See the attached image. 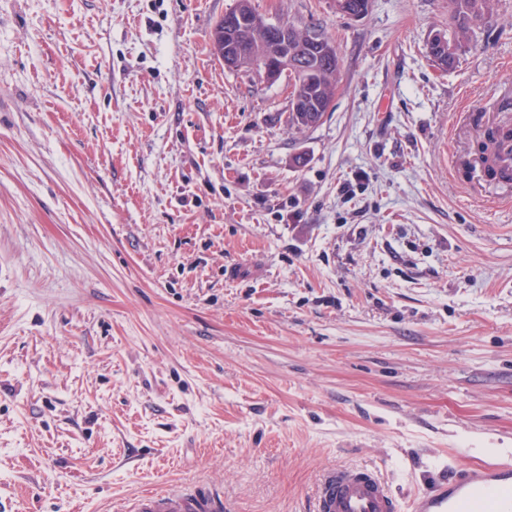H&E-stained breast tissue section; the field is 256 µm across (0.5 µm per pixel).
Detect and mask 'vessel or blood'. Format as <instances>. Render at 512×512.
Here are the masks:
<instances>
[{
    "instance_id": "1",
    "label": "vessel or blood",
    "mask_w": 512,
    "mask_h": 512,
    "mask_svg": "<svg viewBox=\"0 0 512 512\" xmlns=\"http://www.w3.org/2000/svg\"><path fill=\"white\" fill-rule=\"evenodd\" d=\"M119 512H224V496L211 488L156 489L129 499ZM313 512H512V469L465 471L407 505L377 470L333 469L316 487Z\"/></svg>"
}]
</instances>
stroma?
I'll use <instances>...</instances> for the list:
<instances>
[{
  "instance_id": "stroma-1",
  "label": "stroma",
  "mask_w": 512,
  "mask_h": 512,
  "mask_svg": "<svg viewBox=\"0 0 512 512\" xmlns=\"http://www.w3.org/2000/svg\"><path fill=\"white\" fill-rule=\"evenodd\" d=\"M235 3L0 0V512L512 466V180L471 165L512 125V0L448 72V0H254L336 42L300 133L212 55Z\"/></svg>"
}]
</instances>
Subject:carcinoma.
<instances>
[{"instance_id": "1", "label": "carcinoma", "mask_w": 512, "mask_h": 512, "mask_svg": "<svg viewBox=\"0 0 512 512\" xmlns=\"http://www.w3.org/2000/svg\"><path fill=\"white\" fill-rule=\"evenodd\" d=\"M234 9L243 16L259 18V23L247 24L228 33L224 31V20L216 22L210 32L213 54H218L224 43L234 40L244 50L237 68L259 71L262 60L271 57L273 52L271 23L258 12L252 0H236ZM492 11L493 0H448L452 31L448 34L438 32L429 40L428 50L433 61L445 71L453 69L473 28L489 22ZM314 38L316 44L312 45L304 65L288 72L285 78L292 86L290 101L297 98L306 103L314 101L327 109L331 107L340 85V61L331 38L317 33ZM485 134L493 135L494 143L491 149H483L480 160L493 176L495 172L489 162L498 154L502 136L491 129Z\"/></svg>"}]
</instances>
